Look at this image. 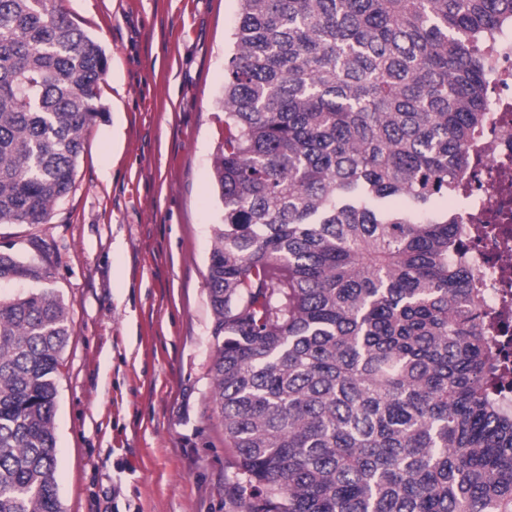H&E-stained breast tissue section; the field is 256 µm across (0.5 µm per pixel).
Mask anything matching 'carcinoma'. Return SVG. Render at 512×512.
Segmentation results:
<instances>
[{"mask_svg": "<svg viewBox=\"0 0 512 512\" xmlns=\"http://www.w3.org/2000/svg\"><path fill=\"white\" fill-rule=\"evenodd\" d=\"M206 285L245 512H512V415L448 196L512 0H239ZM107 66L57 0H0V224L72 187ZM54 292L0 301V512H63Z\"/></svg>", "mask_w": 512, "mask_h": 512, "instance_id": "obj_1", "label": "carcinoma"}]
</instances>
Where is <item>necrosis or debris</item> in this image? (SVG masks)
<instances>
[{
	"label": "necrosis or debris",
	"instance_id": "4bbe7bcc",
	"mask_svg": "<svg viewBox=\"0 0 512 512\" xmlns=\"http://www.w3.org/2000/svg\"><path fill=\"white\" fill-rule=\"evenodd\" d=\"M485 51L488 120L474 146L477 162L459 177L462 195L448 206L465 244L459 258L490 314L484 333L512 368V27L498 30Z\"/></svg>",
	"mask_w": 512,
	"mask_h": 512
}]
</instances>
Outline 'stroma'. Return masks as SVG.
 Instances as JSON below:
<instances>
[{
    "label": "stroma",
    "mask_w": 512,
    "mask_h": 512,
    "mask_svg": "<svg viewBox=\"0 0 512 512\" xmlns=\"http://www.w3.org/2000/svg\"><path fill=\"white\" fill-rule=\"evenodd\" d=\"M102 46V116L46 224H0L29 267L0 299L51 290L71 335L57 377L64 512H241L211 401L212 163L238 0H62Z\"/></svg>",
    "instance_id": "obj_1"
}]
</instances>
